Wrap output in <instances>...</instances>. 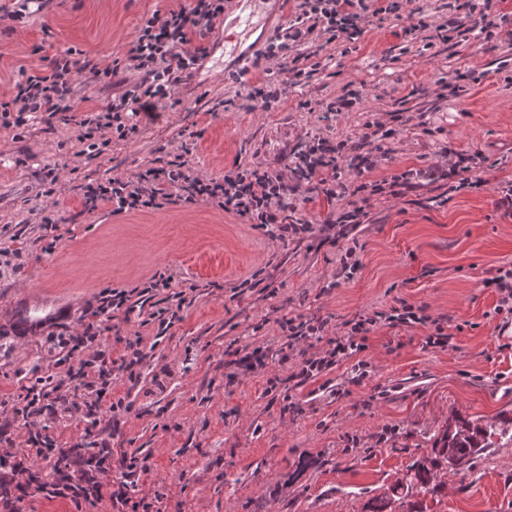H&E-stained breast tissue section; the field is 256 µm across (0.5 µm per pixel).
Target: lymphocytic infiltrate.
<instances>
[{"label":"lymphocytic infiltrate","mask_w":512,"mask_h":512,"mask_svg":"<svg viewBox=\"0 0 512 512\" xmlns=\"http://www.w3.org/2000/svg\"><path fill=\"white\" fill-rule=\"evenodd\" d=\"M405 0H301L300 11L282 28L264 55L287 64L297 47L315 29L331 39L354 42L375 20L385 14H400ZM492 0H452L448 16L436 25V37L447 43L460 31L484 34L485 50H492L491 39L498 24L491 13ZM224 18V0H183L178 9L153 13L143 20L127 66L141 79L105 106L91 109L79 120V142L89 150L108 145L110 136L125 139L137 129L140 115L154 111L160 101L169 99L183 77L206 53L200 44ZM116 63L95 57H75L73 50L56 51L48 56L45 68L22 74L9 98H0V128L21 127L29 114L40 112L56 117L74 111V78L85 74L92 82L115 76ZM377 131L363 132L356 143L325 139L309 142L298 153L288 171L237 168L224 176L204 179L182 163L149 168L130 178L113 177L86 185L85 210L111 204L113 212L144 211L166 204L205 200L246 223L277 225L281 234L298 232L304 219L298 217L295 201L301 186L328 199L345 202L322 223L321 230L331 240L346 237L348 225L361 223L372 196L382 194L383 186L356 184V177L375 168L381 152ZM474 155L461 153L448 166L424 170L410 169L393 180L396 187L410 189L456 180L458 188H481L486 181L473 172ZM432 325L426 343L445 348L453 335L441 319H430L422 306L397 299L395 305L359 314L342 324L339 332L326 336V348L294 366L290 380L303 385L365 349L369 333L377 326ZM70 354L76 362L64 378L36 379L23 387L13 405L0 403V512H23L25 498L66 499L79 504L109 500L114 512H124L135 489L134 479L146 473L147 465L135 455L113 447L112 423L99 415V402L112 388L113 376L127 374L131 366L126 356H113L112 347L97 341L93 323L82 335L73 337ZM66 414L84 424L83 435L92 439L93 454L77 447H56L48 433L47 421ZM23 424L27 438L17 448L12 437L15 424ZM17 495H10L8 486Z\"/></svg>","instance_id":"f902f5d3"}]
</instances>
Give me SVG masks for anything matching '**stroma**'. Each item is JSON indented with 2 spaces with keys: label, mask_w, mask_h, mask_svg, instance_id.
Masks as SVG:
<instances>
[{
  "label": "stroma",
  "mask_w": 512,
  "mask_h": 512,
  "mask_svg": "<svg viewBox=\"0 0 512 512\" xmlns=\"http://www.w3.org/2000/svg\"><path fill=\"white\" fill-rule=\"evenodd\" d=\"M166 0H55L49 10L0 21V95L20 71L41 66L44 44L125 60L142 21ZM294 13L292 0H231L207 53L171 99L135 134L87 155L74 121L35 118L22 134L0 129V401L36 377L64 371L53 337L82 331L104 288L145 286L172 273L174 294L133 296L130 313L103 324L105 339L140 332L133 378L112 383L123 399L113 447L149 466L134 496L157 512H365L367 502L428 459L455 416L496 425L512 419V314L482 287L512 265V214L497 208L512 182V39L485 51L472 34L430 43L405 38L408 19H389L350 45L313 34L305 73L277 60L241 61L265 50ZM458 92L443 89L457 73ZM282 95L251 109L250 87ZM359 103L328 106L348 91ZM393 131L388 153L364 182L443 162L447 149L482 154V191L433 185L373 196L362 224L338 244L319 231L282 240L273 227L239 223L210 203L113 213L83 209V188L131 178L173 160L219 177L233 166L283 168L307 142L357 137L366 123ZM57 224L43 227L44 217ZM361 267L339 277L344 248ZM251 280L250 291L230 288ZM462 325L450 346L426 345V327L375 328L365 351L297 386L287 365L228 383L235 351L279 348L280 323L296 315L336 327L395 298ZM283 382L268 389L269 378ZM460 470L440 469L427 512H512V431Z\"/></svg>",
  "instance_id": "35a3bbf8"
}]
</instances>
